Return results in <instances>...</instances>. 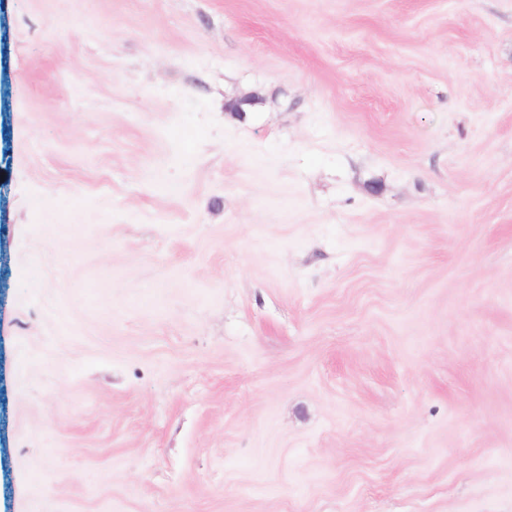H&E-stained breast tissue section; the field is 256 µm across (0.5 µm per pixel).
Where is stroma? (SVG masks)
<instances>
[{"mask_svg":"<svg viewBox=\"0 0 512 512\" xmlns=\"http://www.w3.org/2000/svg\"><path fill=\"white\" fill-rule=\"evenodd\" d=\"M0 222V512H512V0H9Z\"/></svg>","mask_w":512,"mask_h":512,"instance_id":"35a3bbf8","label":"stroma"}]
</instances>
